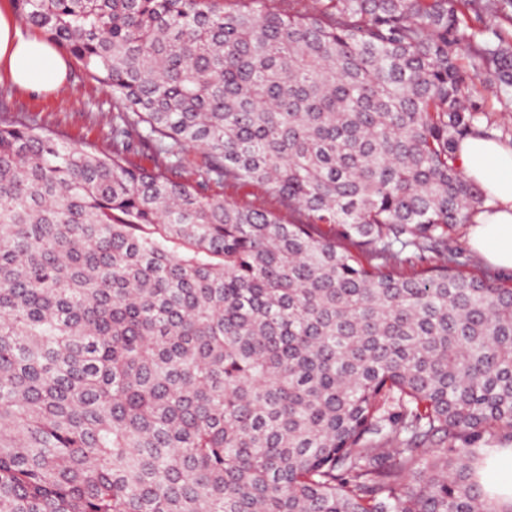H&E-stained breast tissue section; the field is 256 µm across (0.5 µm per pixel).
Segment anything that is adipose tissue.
Returning <instances> with one entry per match:
<instances>
[{
    "label": "adipose tissue",
    "mask_w": 512,
    "mask_h": 512,
    "mask_svg": "<svg viewBox=\"0 0 512 512\" xmlns=\"http://www.w3.org/2000/svg\"><path fill=\"white\" fill-rule=\"evenodd\" d=\"M0 72L34 92L59 90L68 78L57 48L22 32L11 0H0ZM459 164L487 200L471 227L469 245L491 265L512 270V146L471 137L460 148Z\"/></svg>",
    "instance_id": "obj_1"
}]
</instances>
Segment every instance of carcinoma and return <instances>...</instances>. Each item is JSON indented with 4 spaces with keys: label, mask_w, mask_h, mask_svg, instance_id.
Segmentation results:
<instances>
[{
    "label": "carcinoma",
    "mask_w": 512,
    "mask_h": 512,
    "mask_svg": "<svg viewBox=\"0 0 512 512\" xmlns=\"http://www.w3.org/2000/svg\"><path fill=\"white\" fill-rule=\"evenodd\" d=\"M15 2L113 109L0 124V512H512V288L450 244L512 0ZM224 199L238 204H262L269 209H279L276 197L259 184L224 186ZM484 483L505 490L512 496V449L498 454L484 474Z\"/></svg>",
    "instance_id": "obj_1"
}]
</instances>
